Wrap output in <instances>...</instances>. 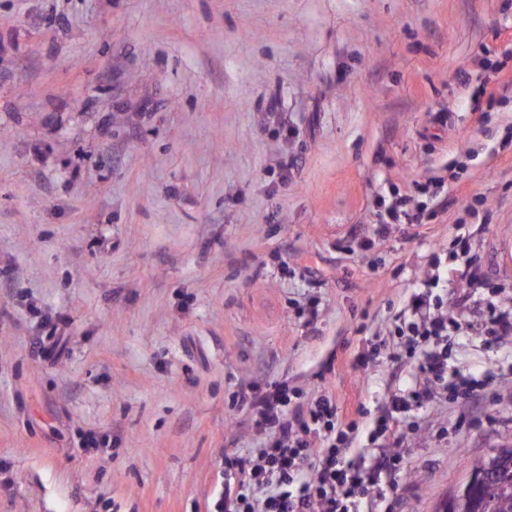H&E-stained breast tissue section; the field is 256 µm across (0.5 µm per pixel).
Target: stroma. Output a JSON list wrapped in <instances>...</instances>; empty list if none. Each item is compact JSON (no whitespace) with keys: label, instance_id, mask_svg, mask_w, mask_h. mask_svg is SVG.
Instances as JSON below:
<instances>
[{"label":"stroma","instance_id":"1","mask_svg":"<svg viewBox=\"0 0 512 512\" xmlns=\"http://www.w3.org/2000/svg\"><path fill=\"white\" fill-rule=\"evenodd\" d=\"M501 74L512 0H0V512H211L260 444L247 382L332 396L368 460L417 361L356 358L401 343L438 248L448 368L490 383L412 407L384 503L437 512L512 447ZM440 174L443 213L354 248Z\"/></svg>","mask_w":512,"mask_h":512}]
</instances>
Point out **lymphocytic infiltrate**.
I'll use <instances>...</instances> for the list:
<instances>
[{
    "label": "lymphocytic infiltrate",
    "mask_w": 512,
    "mask_h": 512,
    "mask_svg": "<svg viewBox=\"0 0 512 512\" xmlns=\"http://www.w3.org/2000/svg\"><path fill=\"white\" fill-rule=\"evenodd\" d=\"M444 185L441 176L423 184L412 182L411 194L387 207V222L360 229L359 248L384 239L391 225L422 223L426 209H445L446 200L439 195ZM399 316L407 321L410 339L403 350H391L388 359L395 362L405 353L417 355L419 380L393 396L381 411L373 434L377 440L395 438L412 406L447 383L448 338L459 327L422 293L412 295ZM236 399L252 412L264 440L256 454L231 461L235 478L225 483L215 512H360L363 498L378 486L381 476L392 475L399 467L400 456L392 449L376 455L367 468L340 464V456L350 451L351 438L330 396L292 411L286 389L262 393L249 382L240 387Z\"/></svg>",
    "instance_id": "f902f5d3"
}]
</instances>
